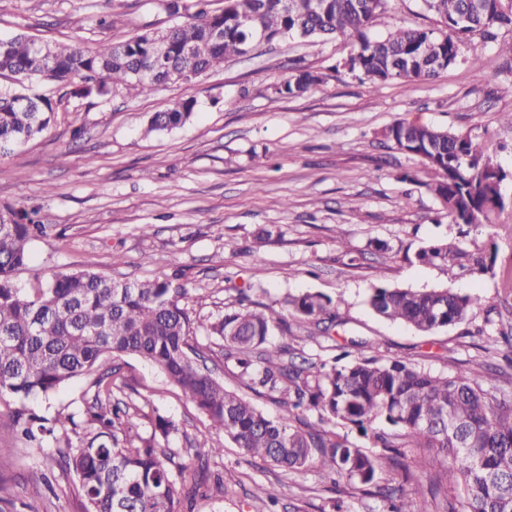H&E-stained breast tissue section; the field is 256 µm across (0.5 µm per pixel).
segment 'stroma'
Listing matches in <instances>:
<instances>
[{
  "instance_id": "obj_1",
  "label": "stroma",
  "mask_w": 512,
  "mask_h": 512,
  "mask_svg": "<svg viewBox=\"0 0 512 512\" xmlns=\"http://www.w3.org/2000/svg\"><path fill=\"white\" fill-rule=\"evenodd\" d=\"M101 17L108 26H98ZM171 23L158 0H0L3 39L26 33L96 46ZM505 41H512V28H501L494 41L472 37L468 53L481 58L480 67L460 61L434 79L391 81L376 93L339 67L356 41L289 37L149 95L119 89L102 98H64L54 86L30 84L29 93L55 100L57 119L0 160V210L39 206L53 232L30 243L31 261L16 283L33 288L53 270L90 269L121 281L176 273L204 323L222 315L241 287L278 310L285 298L319 293L335 302L342 324L328 336L298 331L294 346L304 356L329 361L346 341L362 339L374 356L438 375L486 362L495 369L497 392H512V376L502 373L490 338L512 323V284L505 278L512 234L497 238L491 275L458 277L419 262L418 250L456 236L458 228L428 188L436 172L383 136L399 120L477 141L489 136L495 161L512 172V125L501 118L512 112ZM299 70L318 75L319 83L300 96L275 92L276 83ZM187 98L197 101L190 123L145 135L153 113ZM379 285L450 288L480 294L486 303L456 325L423 334L370 310L367 296ZM119 365L114 396L137 411L136 434L150 436L159 414L179 427L167 442L175 463L186 462L185 448L202 436L223 448L210 462L223 483L193 512H271L251 498L257 484L280 488L272 512H333L336 502L343 512H382L381 498L333 487L319 470L291 473L245 457L156 367L133 356ZM89 385L82 378L50 398L25 400L38 417L74 419L38 447L13 431L14 403L0 402V496L20 512H82L76 476L51 457L87 438ZM37 469L46 482H30Z\"/></svg>"
}]
</instances>
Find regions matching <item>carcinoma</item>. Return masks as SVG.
<instances>
[{
  "label": "carcinoma",
  "instance_id": "carcinoma-1",
  "mask_svg": "<svg viewBox=\"0 0 512 512\" xmlns=\"http://www.w3.org/2000/svg\"><path fill=\"white\" fill-rule=\"evenodd\" d=\"M162 0L171 17L188 20L146 28L118 43L85 49L44 42L25 34L0 39V158L42 135L54 121L50 99L23 92L37 80L75 97H105L123 88L148 95L169 84L186 83L224 61L242 56L263 30L272 42L287 37L357 39L349 72L374 91L390 80L437 77L457 63L468 36L496 38L512 25V0H420L441 28L389 26L388 0ZM467 19L461 26L459 18ZM309 71L289 75L277 87L295 96L317 84ZM196 101L179 100L155 113L147 132H165L188 123ZM384 137L440 173L430 190L453 221L494 235L500 166L490 149L477 150L467 135L421 123L397 121ZM26 206L0 211V401L19 402L56 393L69 382L92 378L94 398L85 410L91 438L75 451L61 448L57 463L79 481L84 512H182L183 502L206 496L209 463L224 449L208 438L186 452L198 473L192 486L178 484L170 464L175 452L154 438L118 447L119 431L136 427L130 408L112 402V374L101 370L108 357L135 356L157 367L210 423L244 455L288 472L320 469L389 503V512H512V397L484 388L488 365L477 362L454 376L434 375L400 359L367 357L351 343L342 365L286 360L285 344L268 350L275 333L295 336L286 317L303 329L326 334L336 327L331 299L305 293L285 300L288 315L239 291L238 308L200 323L188 307L189 291L168 279L115 281L94 271L61 272L31 290L14 275L27 267L28 245L50 228ZM422 263L454 275L495 273L496 244L470 247L440 240L416 253ZM377 316L410 325L421 333L463 321L482 305L479 295L448 288L416 291L376 286L367 298ZM203 335L206 345L199 344ZM216 346L224 364L237 370L245 388L281 407L275 417L227 388L206 364L203 347ZM342 421L373 446L370 454L338 435ZM16 423L26 439L42 444L54 426L34 424L25 409ZM429 475L422 483L413 470ZM392 479L384 485L377 476ZM280 491L259 484L253 496L275 505Z\"/></svg>",
  "mask_w": 512,
  "mask_h": 512
}]
</instances>
